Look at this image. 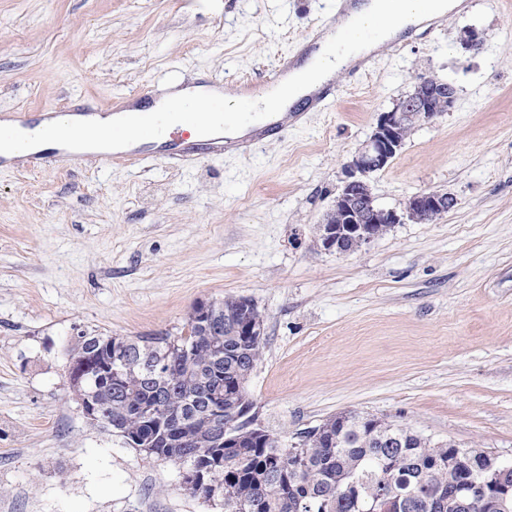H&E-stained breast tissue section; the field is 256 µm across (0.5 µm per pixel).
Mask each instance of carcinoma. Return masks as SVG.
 Masks as SVG:
<instances>
[{
	"label": "carcinoma",
	"mask_w": 512,
	"mask_h": 512,
	"mask_svg": "<svg viewBox=\"0 0 512 512\" xmlns=\"http://www.w3.org/2000/svg\"><path fill=\"white\" fill-rule=\"evenodd\" d=\"M247 321L264 323L258 306L227 296L206 313L193 306L180 336L79 337L71 382L89 423L197 471L204 486L192 495L224 512H455L448 452L407 426L379 434L376 416L342 412L290 445L250 428L245 384L266 337L240 333ZM235 416L238 432L215 443V420Z\"/></svg>",
	"instance_id": "obj_1"
}]
</instances>
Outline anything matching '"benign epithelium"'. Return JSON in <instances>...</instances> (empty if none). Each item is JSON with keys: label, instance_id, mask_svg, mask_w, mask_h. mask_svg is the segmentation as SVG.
Returning a JSON list of instances; mask_svg holds the SVG:
<instances>
[{"label": "benign epithelium", "instance_id": "7a95c632", "mask_svg": "<svg viewBox=\"0 0 512 512\" xmlns=\"http://www.w3.org/2000/svg\"><path fill=\"white\" fill-rule=\"evenodd\" d=\"M455 101L456 88L452 83L423 76L416 80L412 92L391 110L380 113L368 139L344 166V179L320 230L322 251L343 255L341 242L350 240L361 249L379 236L377 224L422 223L448 212L452 196L440 191L423 192L409 198L399 212L383 208L376 204L370 179L401 151L409 128L418 121L450 111ZM466 466L483 470L484 477L476 482L463 479L465 491L455 497L453 507L465 512L468 492L491 505L497 504L500 498L497 484L512 467L497 461L493 455L487 465L470 460Z\"/></svg>", "mask_w": 512, "mask_h": 512}]
</instances>
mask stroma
<instances>
[{
	"instance_id": "stroma-1",
	"label": "stroma",
	"mask_w": 512,
	"mask_h": 512,
	"mask_svg": "<svg viewBox=\"0 0 512 512\" xmlns=\"http://www.w3.org/2000/svg\"><path fill=\"white\" fill-rule=\"evenodd\" d=\"M330 5L0 0V115L263 78ZM420 76L452 83L455 105L413 126L372 192L396 211L432 190L456 206L317 251L344 162ZM334 81L335 102L246 157L0 169V512H224L181 465L87 422L68 350L81 333L180 335L196 302L227 296L264 314L247 391L281 440L354 411L512 462V0H473Z\"/></svg>"
}]
</instances>
